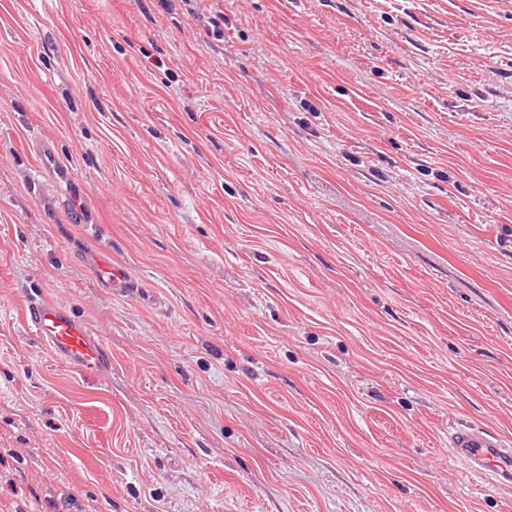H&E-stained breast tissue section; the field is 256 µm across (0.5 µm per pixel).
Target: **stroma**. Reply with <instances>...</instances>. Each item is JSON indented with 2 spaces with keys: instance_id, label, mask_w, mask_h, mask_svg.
Wrapping results in <instances>:
<instances>
[{
  "instance_id": "stroma-1",
  "label": "stroma",
  "mask_w": 512,
  "mask_h": 512,
  "mask_svg": "<svg viewBox=\"0 0 512 512\" xmlns=\"http://www.w3.org/2000/svg\"><path fill=\"white\" fill-rule=\"evenodd\" d=\"M455 426L512 438V8L0 0V512H512ZM38 173L44 177H50L55 181L65 178V170L61 163V157L55 148L44 142L37 148ZM25 323L57 357L83 374L95 375L110 368L108 345L101 336H94L64 301L46 296L30 300Z\"/></svg>"
}]
</instances>
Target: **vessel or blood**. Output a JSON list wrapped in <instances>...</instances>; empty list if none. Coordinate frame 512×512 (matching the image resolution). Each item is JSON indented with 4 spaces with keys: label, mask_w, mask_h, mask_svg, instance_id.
Returning a JSON list of instances; mask_svg holds the SVG:
<instances>
[{
    "label": "vessel or blood",
    "mask_w": 512,
    "mask_h": 512,
    "mask_svg": "<svg viewBox=\"0 0 512 512\" xmlns=\"http://www.w3.org/2000/svg\"><path fill=\"white\" fill-rule=\"evenodd\" d=\"M38 172L53 180L65 170L55 148L47 143L37 149ZM25 322L34 335L60 359L87 375L106 371L112 363L105 341L90 329L62 300L42 296L25 308ZM452 456L472 473L497 483L512 482V440L484 428L470 427L448 435Z\"/></svg>",
    "instance_id": "1"
}]
</instances>
